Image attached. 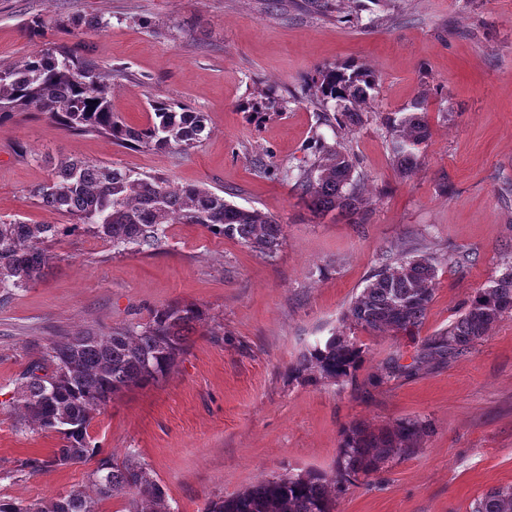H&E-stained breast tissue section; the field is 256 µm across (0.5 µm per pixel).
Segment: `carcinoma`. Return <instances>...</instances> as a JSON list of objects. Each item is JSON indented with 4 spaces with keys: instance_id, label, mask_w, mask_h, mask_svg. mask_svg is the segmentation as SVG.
<instances>
[{
    "instance_id": "obj_1",
    "label": "carcinoma",
    "mask_w": 512,
    "mask_h": 512,
    "mask_svg": "<svg viewBox=\"0 0 512 512\" xmlns=\"http://www.w3.org/2000/svg\"><path fill=\"white\" fill-rule=\"evenodd\" d=\"M376 85V76L364 66H328L318 71L309 91L325 108L334 103L333 113H323L327 126L349 129L364 122L361 107ZM20 112L45 115L74 134H97L124 149L182 152L209 134L206 113L170 99L151 100L145 124L127 123L112 111L108 75L67 44L53 43L19 64L0 66V125ZM384 123L392 161L407 177L419 163L418 147L430 138L428 123L416 112L389 114ZM355 170V158L343 143L318 137L304 164L280 177L318 214L336 209L359 214L365 198ZM30 194L43 209L69 217L70 223L0 220L1 298L40 280L58 259L51 251L53 241L76 229L128 255L158 250L168 224H199L267 258L285 240L284 225L276 219L234 205L202 184L174 185L160 174L97 161L60 158L49 180ZM437 277L434 258L404 250L367 280L346 316L364 330L411 335L433 301ZM509 313L512 262L476 289L469 307L448 329L425 340L423 354L452 358L467 353ZM202 317L192 304L172 303L153 310L144 323L114 328L104 336L83 332L52 341L16 379L14 398L20 425L53 431L60 445L48 458L22 466L39 471L97 458L99 448L88 433L94 414L122 390L167 377ZM360 362L354 343L332 335L308 348L292 370L310 380L338 381L351 377ZM425 431L426 425L414 419L378 432L353 427L344 434L333 479L320 472L273 477L210 502L205 512H334L332 487L413 453ZM89 480L93 497L77 488L49 502L22 505L0 499V512H96L98 501L120 496L129 497L128 512H169L163 489L134 453L120 462L97 458ZM471 512H512V485L490 489L474 501Z\"/></svg>"
}]
</instances>
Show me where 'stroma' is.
<instances>
[{
  "instance_id": "stroma-1",
  "label": "stroma",
  "mask_w": 512,
  "mask_h": 512,
  "mask_svg": "<svg viewBox=\"0 0 512 512\" xmlns=\"http://www.w3.org/2000/svg\"><path fill=\"white\" fill-rule=\"evenodd\" d=\"M96 17L69 36L60 22ZM48 25L30 37L28 23ZM75 41L112 75V109L143 124L167 97L204 112L208 136L181 153L123 149L26 115L0 127V219L64 223L30 197L51 166L75 155L179 185L206 184L237 206L278 219L275 258L198 224H171L160 250L120 255L85 232L61 236L59 260L0 304V498L25 504L88 486L94 462L25 468L59 444L20 428L14 380L60 336L146 322L170 303L204 319L163 380L115 396L88 432L102 455L136 454L171 512H203L256 482L333 474L343 432L420 419L411 455L336 488V512H471L489 488L512 484V314L470 352L421 358L476 288L512 259V0H0V65L45 41ZM354 61L377 77L367 121L334 134L308 86L320 67ZM277 108L253 113L262 93ZM423 113L431 137L408 177L388 149L387 114ZM340 140L364 179V217L314 214L264 167L293 168L316 137ZM438 259V284L418 334L369 332L346 318L368 277L398 250ZM340 335L362 350L353 377L307 382L290 366ZM397 356L411 371L385 379Z\"/></svg>"
}]
</instances>
